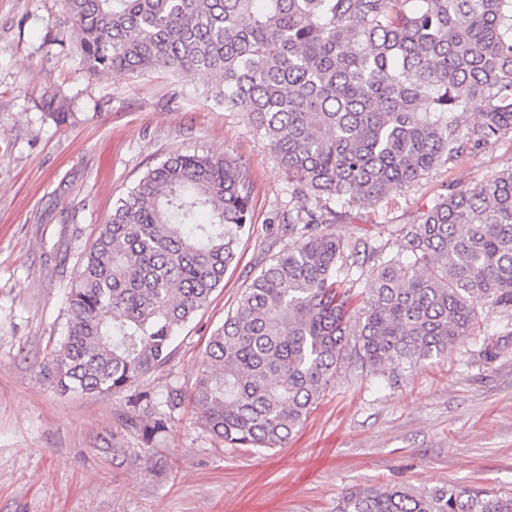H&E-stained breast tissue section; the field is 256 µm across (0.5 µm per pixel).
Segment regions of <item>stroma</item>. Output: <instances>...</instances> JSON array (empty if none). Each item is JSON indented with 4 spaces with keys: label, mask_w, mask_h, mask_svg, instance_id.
Listing matches in <instances>:
<instances>
[{
    "label": "stroma",
    "mask_w": 512,
    "mask_h": 512,
    "mask_svg": "<svg viewBox=\"0 0 512 512\" xmlns=\"http://www.w3.org/2000/svg\"><path fill=\"white\" fill-rule=\"evenodd\" d=\"M70 27L64 0H0V512H334L345 492L385 484L511 492L512 330L490 305L481 333L398 381L345 365L305 425L256 454L225 447L187 406L148 460H135L137 437L118 422L129 390L62 394L43 379L81 256L117 200L170 154L240 159L251 226L223 288L140 390H190L211 333L287 247L276 227L294 205L247 113L225 110L198 78L94 74ZM510 165L506 140L376 209H350L331 229L375 240L381 225L412 223L449 183Z\"/></svg>",
    "instance_id": "1"
}]
</instances>
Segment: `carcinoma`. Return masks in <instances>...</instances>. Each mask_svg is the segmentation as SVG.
I'll use <instances>...</instances> for the list:
<instances>
[{
  "label": "carcinoma",
  "mask_w": 512,
  "mask_h": 512,
  "mask_svg": "<svg viewBox=\"0 0 512 512\" xmlns=\"http://www.w3.org/2000/svg\"><path fill=\"white\" fill-rule=\"evenodd\" d=\"M97 74L214 78L288 173V249L208 341L190 396L135 392L122 426L146 457L190 400L224 446L271 450L348 360L389 380L448 352L491 304L512 320V165L456 183L377 241L329 231L332 204L374 209L440 167L512 140V0H66ZM483 103L479 120L472 101ZM252 183L229 157L175 154L100 228L41 369L62 393L134 385L173 355L250 225ZM370 288L353 305L350 270ZM335 512H512V492L459 485L350 490Z\"/></svg>",
  "instance_id": "cac0c4a2"
}]
</instances>
